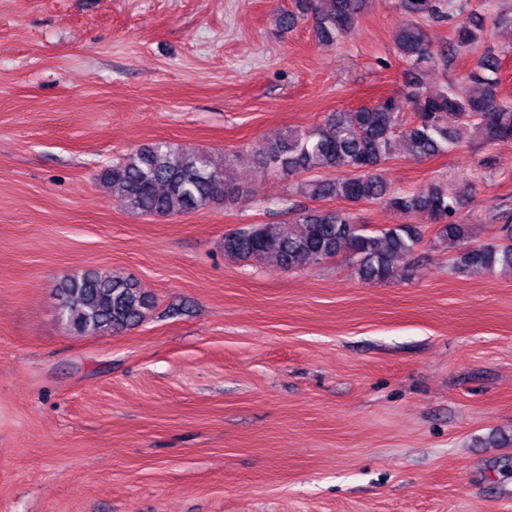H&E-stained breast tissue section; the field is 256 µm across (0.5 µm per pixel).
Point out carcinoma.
<instances>
[{"label":"carcinoma","mask_w":512,"mask_h":512,"mask_svg":"<svg viewBox=\"0 0 512 512\" xmlns=\"http://www.w3.org/2000/svg\"><path fill=\"white\" fill-rule=\"evenodd\" d=\"M489 0H399L410 20L394 35L398 56L411 70L410 91L350 112H334L307 130L290 129L255 150L260 168L296 179L298 192L314 201L341 199L351 204L381 201L400 215H427L437 225L436 240L448 245L453 270L476 274L500 269L512 274V224L499 227L496 241L473 245L472 225L456 218L464 200L457 192L432 186L424 192L395 194L380 173L397 142L417 159L454 151L463 140L491 144L512 138V100L499 94L502 53H481L473 70L437 92L424 88L423 75L461 51L477 49L492 18ZM366 0H297L296 11L282 12L279 26L289 30L301 17L315 37L332 45L351 34ZM453 20L448 45L429 41L423 20ZM412 109L406 116L404 104ZM233 159L214 164L208 153L165 140L142 144L104 167L100 184L132 212L172 217L212 204L233 202L244 193L231 175ZM337 176L331 177L329 173ZM420 224L372 228L349 212L318 208L292 222L250 224L224 235V255L236 261L268 258L285 270L321 263L340 253L356 261L365 280L398 275L423 241ZM62 322L84 336L134 329L153 307L151 297L132 278L85 271L64 278L58 288Z\"/></svg>","instance_id":"obj_1"}]
</instances>
